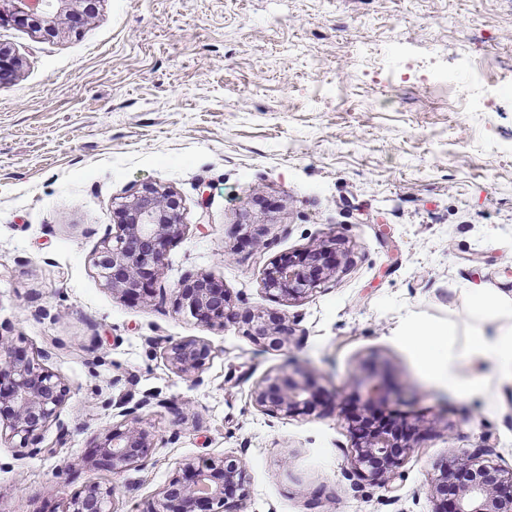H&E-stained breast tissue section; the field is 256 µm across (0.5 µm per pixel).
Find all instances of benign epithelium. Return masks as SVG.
Segmentation results:
<instances>
[{
    "mask_svg": "<svg viewBox=\"0 0 512 512\" xmlns=\"http://www.w3.org/2000/svg\"><path fill=\"white\" fill-rule=\"evenodd\" d=\"M94 6L95 0H0V25L25 23L36 32L53 36L74 15L93 13ZM16 64L0 47V82L14 75ZM180 208L172 191L146 184L117 209L116 232L102 241L94 259L112 294L137 300L154 293L167 248L183 230ZM335 273L336 249L319 246L271 263L265 289L288 300L301 298ZM176 301L206 324L222 325L229 317L239 320L248 337L268 348L287 346L296 331L272 310L235 313L224 285L209 276L184 281ZM166 359L178 373H199L211 359V347L202 340L182 339L167 347ZM385 390L384 379L371 378L363 387L362 413L351 418L354 469L374 483H383L395 473L420 438L419 426L403 420L371 425L368 414L384 398ZM68 392L66 383L47 369L39 356L0 336V441H11L32 455L41 453L37 447L40 432L57 418ZM253 398L269 413L298 415L314 402L315 382L309 374L297 379L284 373L258 383ZM144 405L143 400L131 407L125 402L118 404L124 428L109 430L88 461L114 474L132 467L147 468L155 444L141 427L138 410ZM486 453V448L464 451L455 465L443 469L431 488L442 504L440 512H512L507 509L512 505V470L477 463ZM244 482L243 465L231 456L200 465L186 462L182 474L161 488L157 504L144 512H237L230 498ZM114 494L110 485L87 484L73 493L62 512H114Z\"/></svg>",
    "mask_w": 512,
    "mask_h": 512,
    "instance_id": "benign-epithelium-1",
    "label": "benign epithelium"
}]
</instances>
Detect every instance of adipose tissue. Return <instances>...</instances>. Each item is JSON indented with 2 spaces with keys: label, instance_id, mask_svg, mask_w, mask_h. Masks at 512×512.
<instances>
[{
  "label": "adipose tissue",
  "instance_id": "obj_1",
  "mask_svg": "<svg viewBox=\"0 0 512 512\" xmlns=\"http://www.w3.org/2000/svg\"><path fill=\"white\" fill-rule=\"evenodd\" d=\"M472 307L477 319L496 321L499 327L471 337L465 355H458L428 330L408 337L421 372L464 394L478 389L475 382L460 375V360L464 357L490 364L500 377L512 380V298L478 289L472 294Z\"/></svg>",
  "mask_w": 512,
  "mask_h": 512
}]
</instances>
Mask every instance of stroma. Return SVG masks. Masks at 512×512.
Instances as JSON below:
<instances>
[{"label": "stroma", "mask_w": 512, "mask_h": 512, "mask_svg": "<svg viewBox=\"0 0 512 512\" xmlns=\"http://www.w3.org/2000/svg\"><path fill=\"white\" fill-rule=\"evenodd\" d=\"M0 46L20 62L0 83V335L70 387L40 454L0 443V512H51L90 483L145 512L184 463L222 455L246 468L240 512H434L461 450L512 467V382L465 362L482 390H448L404 341L426 328L464 352L472 290L512 297V0H98L52 37L2 26ZM147 183L179 197L185 228L153 296L126 301L94 257ZM320 244L335 277L265 293L273 259ZM200 275L238 312L295 322L288 346L176 308ZM184 338L213 350L200 377L166 360ZM294 370L314 374L315 408L261 411L255 385ZM372 375L375 416L425 431L386 487L351 463ZM148 393V468L87 464L113 403Z\"/></svg>", "instance_id": "stroma-1"}]
</instances>
